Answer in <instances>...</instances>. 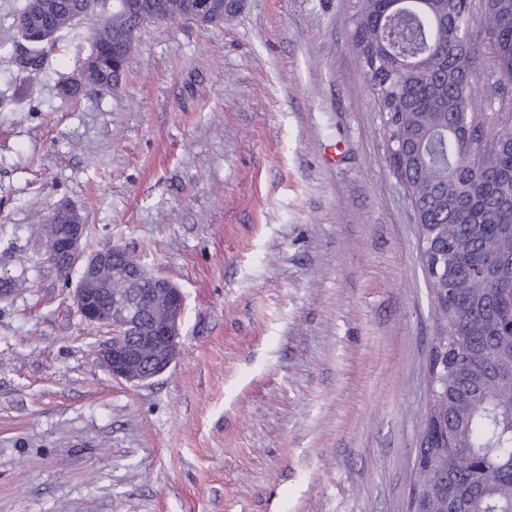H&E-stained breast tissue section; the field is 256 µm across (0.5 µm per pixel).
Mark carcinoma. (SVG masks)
Masks as SVG:
<instances>
[{"label":"carcinoma","mask_w":512,"mask_h":512,"mask_svg":"<svg viewBox=\"0 0 512 512\" xmlns=\"http://www.w3.org/2000/svg\"><path fill=\"white\" fill-rule=\"evenodd\" d=\"M98 0H25L15 33L0 51L33 40L25 69L43 65L56 35L91 13ZM162 8H157V5ZM144 0L149 16L188 18L195 0ZM352 49L387 116L388 139L403 152L395 172L408 184L432 247L437 311L447 322L433 361L438 382L421 436L418 477L425 512H512V148L483 153L466 171L480 137L469 113L512 85V0H355ZM221 24L229 0H209ZM495 36L492 69L474 72L476 26ZM139 19L119 3L94 34L90 85L110 91L124 68Z\"/></svg>","instance_id":"obj_1"}]
</instances>
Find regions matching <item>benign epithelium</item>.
Wrapping results in <instances>:
<instances>
[{
  "mask_svg": "<svg viewBox=\"0 0 512 512\" xmlns=\"http://www.w3.org/2000/svg\"><path fill=\"white\" fill-rule=\"evenodd\" d=\"M87 225L72 207L55 210L39 242L38 253L49 263L71 270L81 266L70 299L90 325L112 324V333L97 350L99 363L112 378L131 385L150 381L176 361L182 345L185 296L176 284L143 266L126 248L105 247L87 255ZM152 287L153 307L140 303L136 285ZM112 297L111 316L102 308Z\"/></svg>",
  "mask_w": 512,
  "mask_h": 512,
  "instance_id": "1",
  "label": "benign epithelium"
}]
</instances>
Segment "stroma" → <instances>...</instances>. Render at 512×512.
Segmentation results:
<instances>
[{
	"instance_id": "obj_1",
	"label": "stroma",
	"mask_w": 512,
	"mask_h": 512,
	"mask_svg": "<svg viewBox=\"0 0 512 512\" xmlns=\"http://www.w3.org/2000/svg\"><path fill=\"white\" fill-rule=\"evenodd\" d=\"M354 2L145 24L109 93H58L104 5L39 70L0 52V512H406L443 324ZM61 204L185 295L146 384L34 253Z\"/></svg>"
}]
</instances>
